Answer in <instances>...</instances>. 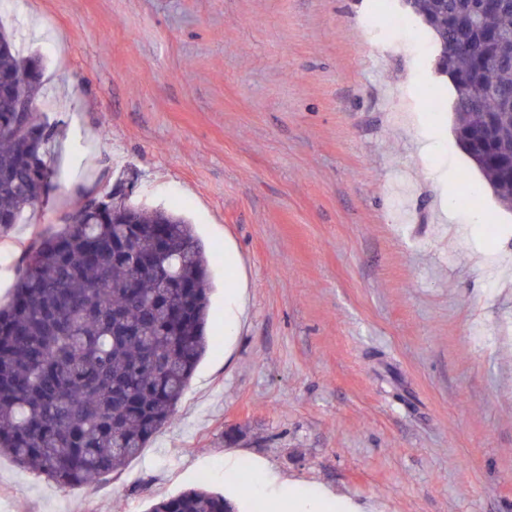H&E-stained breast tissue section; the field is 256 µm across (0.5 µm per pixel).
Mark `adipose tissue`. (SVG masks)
Segmentation results:
<instances>
[{
  "label": "adipose tissue",
  "mask_w": 512,
  "mask_h": 512,
  "mask_svg": "<svg viewBox=\"0 0 512 512\" xmlns=\"http://www.w3.org/2000/svg\"><path fill=\"white\" fill-rule=\"evenodd\" d=\"M226 480L230 487L228 499L234 503L237 512H255L257 506H264L266 512H324L326 506H334L336 512H384L379 501L350 497L326 486L303 489L296 482L283 478L263 463L250 467L253 477L249 495H241L234 489L237 478V461L224 462Z\"/></svg>",
  "instance_id": "obj_1"
}]
</instances>
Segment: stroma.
<instances>
[{
    "label": "stroma",
    "mask_w": 512,
    "mask_h": 512,
    "mask_svg": "<svg viewBox=\"0 0 512 512\" xmlns=\"http://www.w3.org/2000/svg\"><path fill=\"white\" fill-rule=\"evenodd\" d=\"M402 0H0L41 57L56 178L0 231V304L82 190L127 169L210 259L208 335L174 418L71 490L0 456V512H147L224 458L386 512H512V211L454 133ZM443 105L428 109L429 94ZM246 305L224 335V297Z\"/></svg>",
    "instance_id": "35a3bbf8"
}]
</instances>
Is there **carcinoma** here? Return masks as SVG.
<instances>
[{"label":"carcinoma","instance_id":"cac0c4a2","mask_svg":"<svg viewBox=\"0 0 512 512\" xmlns=\"http://www.w3.org/2000/svg\"><path fill=\"white\" fill-rule=\"evenodd\" d=\"M433 33L455 90L454 130L512 210V0H403ZM28 74L38 150L10 128L5 86ZM43 64L0 28V229L33 210L56 175L58 128L38 112ZM63 216L22 260L0 306V455L72 489L137 456L175 414L212 343L209 259L180 213L123 196ZM149 512H231L207 480Z\"/></svg>","mask_w":512,"mask_h":512}]
</instances>
